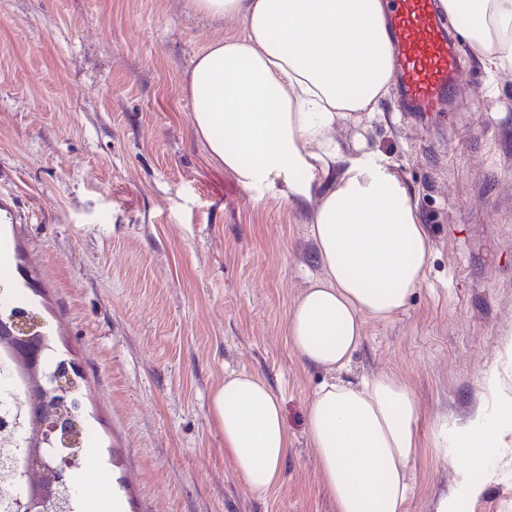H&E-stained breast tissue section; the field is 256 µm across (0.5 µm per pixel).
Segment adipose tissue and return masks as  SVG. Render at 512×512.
I'll use <instances>...</instances> for the list:
<instances>
[{"label": "adipose tissue", "mask_w": 512, "mask_h": 512, "mask_svg": "<svg viewBox=\"0 0 512 512\" xmlns=\"http://www.w3.org/2000/svg\"><path fill=\"white\" fill-rule=\"evenodd\" d=\"M198 13L242 22L241 36L210 44L193 63L187 90L195 135L210 158L247 187L283 182L299 199L317 198L311 235L323 273L287 317L290 349L329 373L306 418L320 483L335 512H404L408 465L419 448L420 407L411 385L381 373L347 372L366 320H390L423 282L430 239L419 210L384 157L346 155L341 120L375 116L392 71L382 0H189ZM465 17L484 67L512 74V0H439ZM327 185L315 191L316 175ZM224 452L245 486L274 488L288 452L281 404L246 373L225 376L211 396ZM512 424V398L495 415L476 411L452 433L451 464L470 490L482 487L489 455Z\"/></svg>", "instance_id": "adipose-tissue-1"}]
</instances>
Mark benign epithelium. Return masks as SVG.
Returning a JSON list of instances; mask_svg holds the SVG:
<instances>
[{
  "instance_id": "benign-epithelium-1",
  "label": "benign epithelium",
  "mask_w": 512,
  "mask_h": 512,
  "mask_svg": "<svg viewBox=\"0 0 512 512\" xmlns=\"http://www.w3.org/2000/svg\"><path fill=\"white\" fill-rule=\"evenodd\" d=\"M28 356L25 372L12 391L16 407L27 409V419L8 411L0 416V434L22 438L24 448L6 458L13 473L27 478L16 501L17 512H66L63 493L71 490L72 476L80 456L72 449L79 426L69 399L71 362L48 356L51 346L43 323L31 310L12 309L0 318V352Z\"/></svg>"
}]
</instances>
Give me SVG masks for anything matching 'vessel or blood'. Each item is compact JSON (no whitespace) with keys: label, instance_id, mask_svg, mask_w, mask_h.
Wrapping results in <instances>:
<instances>
[{"label":"vessel or blood","instance_id":"b4317fda","mask_svg":"<svg viewBox=\"0 0 512 512\" xmlns=\"http://www.w3.org/2000/svg\"><path fill=\"white\" fill-rule=\"evenodd\" d=\"M386 21L400 106L450 112L454 88L464 73L456 49L459 29L448 24L436 0H387ZM19 266L18 250L0 239V288L15 287L10 273Z\"/></svg>","mask_w":512,"mask_h":512}]
</instances>
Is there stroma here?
Segmentation results:
<instances>
[{
  "instance_id": "obj_1",
  "label": "stroma",
  "mask_w": 512,
  "mask_h": 512,
  "mask_svg": "<svg viewBox=\"0 0 512 512\" xmlns=\"http://www.w3.org/2000/svg\"><path fill=\"white\" fill-rule=\"evenodd\" d=\"M188 0H0V224L19 289L82 373L84 456L127 512H334L306 435L324 371L285 337L322 273L315 200L243 186L193 132L195 58L240 25ZM455 112H404L389 88L369 124L336 127L346 154L384 156L431 240L425 283L391 320H366L351 378L394 373L421 408L405 512L460 493L461 512H512V427L480 491L434 446L437 415L495 412L512 396V80L496 96L468 42ZM263 379L289 436L283 477L254 491L224 454L210 395L226 374ZM500 393V394H501Z\"/></svg>"
}]
</instances>
